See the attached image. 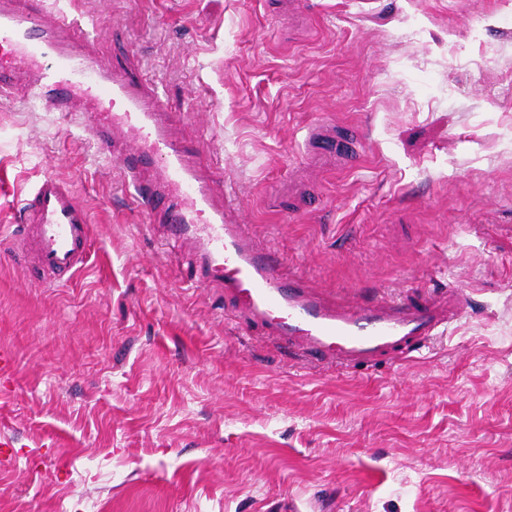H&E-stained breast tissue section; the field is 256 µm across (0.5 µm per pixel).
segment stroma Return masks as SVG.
Masks as SVG:
<instances>
[{
  "label": "stroma",
  "instance_id": "1",
  "mask_svg": "<svg viewBox=\"0 0 512 512\" xmlns=\"http://www.w3.org/2000/svg\"><path fill=\"white\" fill-rule=\"evenodd\" d=\"M79 0L135 53L234 217L336 304L462 294L422 355L322 371L199 285L80 120L0 94V512H512V0ZM330 124L360 160L325 169ZM88 210L46 287L32 184ZM22 220L18 252L54 276L50 283H68L85 264L91 240V217L71 186L42 176L24 199Z\"/></svg>",
  "mask_w": 512,
  "mask_h": 512
}]
</instances>
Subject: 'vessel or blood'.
I'll use <instances>...</instances> for the list:
<instances>
[{"mask_svg":"<svg viewBox=\"0 0 512 512\" xmlns=\"http://www.w3.org/2000/svg\"><path fill=\"white\" fill-rule=\"evenodd\" d=\"M4 46L12 56L0 64V93L17 91L46 111L80 115L137 204L147 211L166 204L171 233L193 243L200 275L261 325L268 342L292 349L302 363L349 370L376 366L385 355L406 360L461 311L453 293L444 313L434 302L335 305L304 279L284 280L274 251L250 225L228 219L222 178L203 174L197 150L173 136L158 87L106 61L77 16L49 11L44 0H0ZM22 220L17 250L39 270L70 279L82 269L91 217L67 182L42 176L24 200Z\"/></svg>","mask_w":512,"mask_h":512,"instance_id":"vessel-or-blood-1","label":"vessel or blood"}]
</instances>
